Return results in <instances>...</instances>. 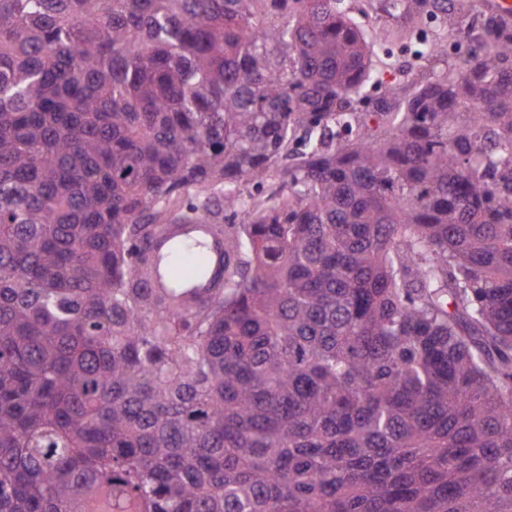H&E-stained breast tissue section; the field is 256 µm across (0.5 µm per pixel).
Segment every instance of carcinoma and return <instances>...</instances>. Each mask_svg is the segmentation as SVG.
I'll use <instances>...</instances> for the list:
<instances>
[{"mask_svg": "<svg viewBox=\"0 0 512 512\" xmlns=\"http://www.w3.org/2000/svg\"><path fill=\"white\" fill-rule=\"evenodd\" d=\"M477 2L396 0L446 37L374 100L345 0H0V512H512V17ZM213 223L222 287L147 288ZM186 233L209 238L213 269L210 280L201 288H215L221 276L220 260L224 250V238L215 231L213 224H175L156 241L153 248L154 253L165 251L168 241L172 237Z\"/></svg>", "mask_w": 512, "mask_h": 512, "instance_id": "cac0c4a2", "label": "carcinoma"}]
</instances>
